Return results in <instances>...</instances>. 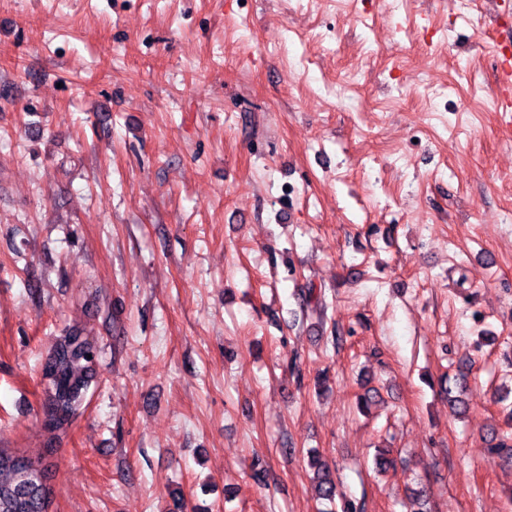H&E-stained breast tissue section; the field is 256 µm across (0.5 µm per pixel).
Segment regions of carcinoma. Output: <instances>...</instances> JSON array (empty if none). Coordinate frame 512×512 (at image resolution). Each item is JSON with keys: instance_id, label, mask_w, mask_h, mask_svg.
Wrapping results in <instances>:
<instances>
[{"instance_id": "obj_1", "label": "carcinoma", "mask_w": 512, "mask_h": 512, "mask_svg": "<svg viewBox=\"0 0 512 512\" xmlns=\"http://www.w3.org/2000/svg\"><path fill=\"white\" fill-rule=\"evenodd\" d=\"M92 342L76 331L60 337L50 352L45 368L49 396L43 408L42 428L48 435L45 454L31 459L9 448H0V512H49L53 488L51 478L55 463L53 441L77 415L85 393L95 376ZM450 402H462L466 391L464 377L455 379L454 386L441 384ZM491 448L504 457L512 456V434L491 430ZM315 496L322 504L330 505L324 512H363L351 502L336 504V478L329 464L313 460Z\"/></svg>"}]
</instances>
